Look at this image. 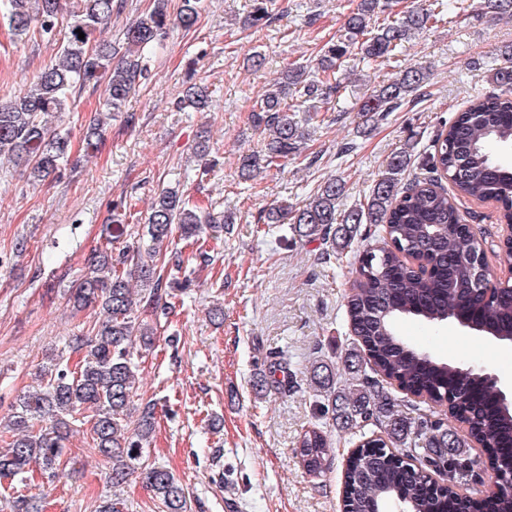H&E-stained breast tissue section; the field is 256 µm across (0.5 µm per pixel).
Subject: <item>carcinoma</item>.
Listing matches in <instances>:
<instances>
[{
  "label": "carcinoma",
  "instance_id": "obj_1",
  "mask_svg": "<svg viewBox=\"0 0 512 512\" xmlns=\"http://www.w3.org/2000/svg\"><path fill=\"white\" fill-rule=\"evenodd\" d=\"M81 2L57 60L21 96L0 104V158L26 163L34 183L55 177L69 156L70 140L56 133L48 116L70 111L76 88L100 82L105 84V110L121 111L144 79L145 52L164 38L171 24L168 0H154L152 10L127 30L126 51L115 63L112 44L89 46L94 32L112 17L114 0ZM391 4L359 0L336 39L325 46L318 68L333 71L355 50L370 64L387 60L454 7L453 0H417L396 19L377 23ZM199 8L200 0H183L178 23L193 28ZM479 8L493 20L512 17V0H480ZM61 11V0H0V15L20 39L53 31ZM268 20V0H256L247 23L257 26ZM501 56L507 64L493 73L501 92L477 97L459 113L424 162L431 176L400 185L399 175L412 156L406 146L391 155L388 172L375 181L361 207L340 209L345 186L329 178L304 206L279 205L263 216L266 224H293L300 238L321 245L320 258L326 262L342 255L364 224L382 226L392 243L359 255L364 275L356 279L346 301L351 332L360 345L344 360L351 382L336 388V373L327 367L314 369L310 377L313 391L323 394L320 414L339 432L355 435L369 425L380 431L364 438L347 460L342 512H376L394 502L407 512H512V495L476 499L437 486L430 476L444 472L464 484L478 475L479 459L467 437L440 419L431 420L435 414H448L450 397L459 422L483 443L495 468L512 471V406L503 404L479 377L461 376L456 367L420 351L397 332L404 318L429 324L453 319L466 327H484L488 335L497 333L503 340L512 336V288H500L489 305L472 298L469 288L475 285L480 242L474 232L464 230L458 206L433 178L444 172L460 196L500 203L501 221L512 224V164L491 155L492 146L512 144V48ZM427 80V72L408 67L373 87L359 107L363 124L394 111ZM338 88L328 78H308L305 66L287 68L283 81L253 102L251 123L263 135L264 150L240 157L241 174L281 169L300 155L304 135L289 115L288 95L325 106ZM210 100L209 87L191 83L178 108L200 112ZM105 131L104 120L94 115L84 136L87 146H94ZM222 231L224 223H204L190 200L163 191L136 242L116 256L109 248L91 254L87 274L68 286L69 301L78 311L98 309L99 317L91 335L69 337L68 348L78 356L74 367L49 358L37 373V386L12 405L3 425L6 433L0 436L1 479L23 483L34 465L49 482L65 475L73 465L65 441L74 427L84 426L88 449L112 462V487L135 477L162 512H192L190 498L174 475L144 460L158 403L145 402L138 408L137 422L129 420L139 359L153 350L158 333L156 326L137 321L135 312L144 302L158 306L165 298H176L178 278L157 272L173 239ZM368 364L385 378L427 395L426 408L404 403L364 374ZM287 385L288 365L277 359L256 375L252 388L264 397ZM295 452L308 472L320 474L332 460V442L326 431L313 426L300 436ZM12 507L13 512H41L32 495L12 497Z\"/></svg>",
  "mask_w": 512,
  "mask_h": 512
}]
</instances>
